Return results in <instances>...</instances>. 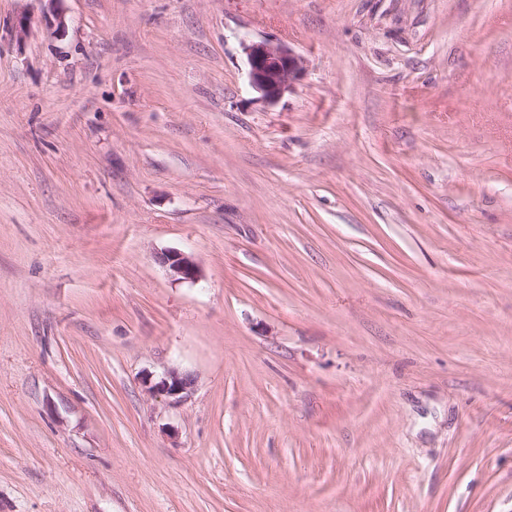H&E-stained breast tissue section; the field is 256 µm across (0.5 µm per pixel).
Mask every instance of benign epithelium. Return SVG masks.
<instances>
[{"mask_svg":"<svg viewBox=\"0 0 512 512\" xmlns=\"http://www.w3.org/2000/svg\"><path fill=\"white\" fill-rule=\"evenodd\" d=\"M244 50L252 86L271 103L290 91L293 82L304 71L302 58L286 46L251 41L244 44ZM160 260L176 280L196 283L201 279L198 265L184 253L168 250L161 254ZM194 382L192 374L174 368L167 370L156 382L152 381L150 375L145 377L150 392L165 395L177 402L190 391Z\"/></svg>","mask_w":512,"mask_h":512,"instance_id":"1","label":"benign epithelium"}]
</instances>
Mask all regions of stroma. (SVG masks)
Here are the masks:
<instances>
[{"instance_id": "obj_1", "label": "stroma", "mask_w": 512, "mask_h": 512, "mask_svg": "<svg viewBox=\"0 0 512 512\" xmlns=\"http://www.w3.org/2000/svg\"><path fill=\"white\" fill-rule=\"evenodd\" d=\"M0 512H512V0H0ZM252 86L268 102L290 91L304 71V62L289 47L265 41L244 43ZM160 260L175 280L196 283L201 279L198 265L190 256L184 253L168 250L161 254ZM144 379L145 384L149 385V392L173 398L175 402H180L195 382L192 374L174 368L168 369L157 382L152 383V376L150 375H147Z\"/></svg>"}]
</instances>
